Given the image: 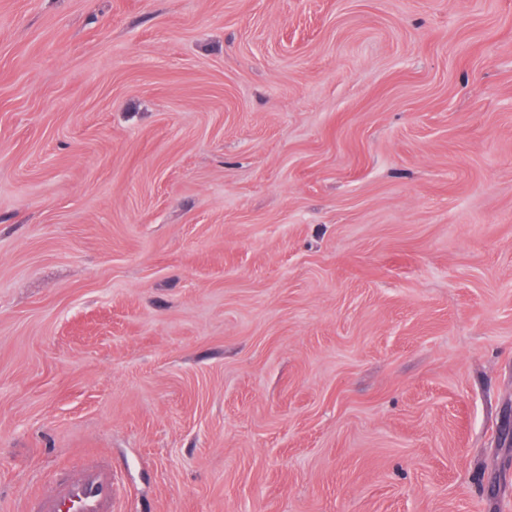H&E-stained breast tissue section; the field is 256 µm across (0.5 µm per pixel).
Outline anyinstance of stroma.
Here are the masks:
<instances>
[{
    "label": "stroma",
    "mask_w": 512,
    "mask_h": 512,
    "mask_svg": "<svg viewBox=\"0 0 512 512\" xmlns=\"http://www.w3.org/2000/svg\"><path fill=\"white\" fill-rule=\"evenodd\" d=\"M512 512V0H0V512ZM115 493L112 461L101 457L57 473L45 493L24 499L21 512H112Z\"/></svg>",
    "instance_id": "1"
}]
</instances>
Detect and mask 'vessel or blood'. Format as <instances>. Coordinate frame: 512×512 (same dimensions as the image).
I'll use <instances>...</instances> for the list:
<instances>
[{"instance_id": "1", "label": "vessel or blood", "mask_w": 512, "mask_h": 512, "mask_svg": "<svg viewBox=\"0 0 512 512\" xmlns=\"http://www.w3.org/2000/svg\"><path fill=\"white\" fill-rule=\"evenodd\" d=\"M112 462L102 457L57 473L50 488L24 499L21 512H112Z\"/></svg>"}]
</instances>
